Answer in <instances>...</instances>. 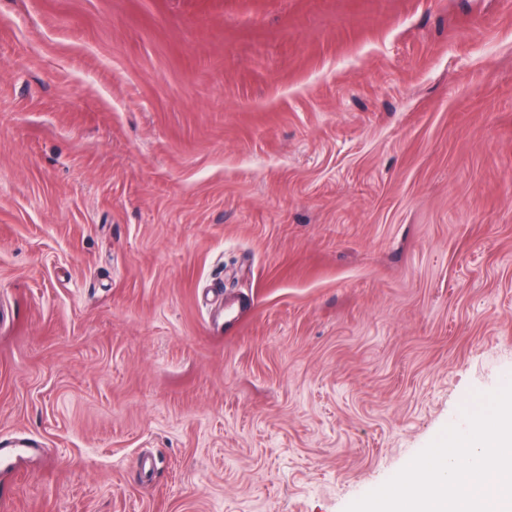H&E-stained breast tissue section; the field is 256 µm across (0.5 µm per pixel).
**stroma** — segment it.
<instances>
[{"instance_id": "obj_1", "label": "stroma", "mask_w": 512, "mask_h": 512, "mask_svg": "<svg viewBox=\"0 0 512 512\" xmlns=\"http://www.w3.org/2000/svg\"><path fill=\"white\" fill-rule=\"evenodd\" d=\"M512 375V0H0L7 512H346Z\"/></svg>"}]
</instances>
